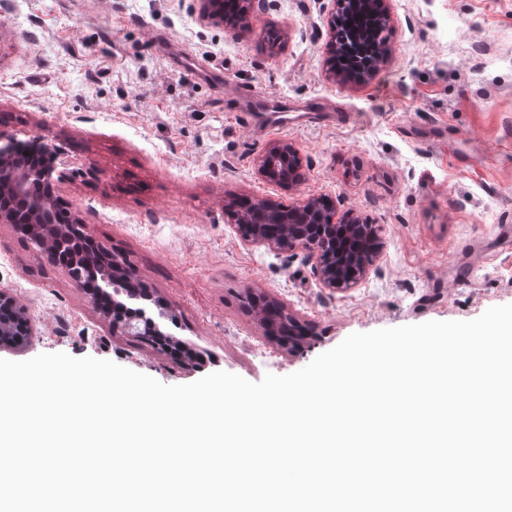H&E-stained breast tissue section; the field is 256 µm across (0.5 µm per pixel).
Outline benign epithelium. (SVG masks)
<instances>
[{
	"label": "benign epithelium",
	"mask_w": 512,
	"mask_h": 512,
	"mask_svg": "<svg viewBox=\"0 0 512 512\" xmlns=\"http://www.w3.org/2000/svg\"><path fill=\"white\" fill-rule=\"evenodd\" d=\"M201 20L212 24H227L243 31L249 28V14L255 8V0H240L243 8L238 18L224 16L223 0H199ZM334 5L348 7L367 23L337 33L336 13H331L329 27L332 32L331 46L348 59L361 65L365 77H374L390 56V48L377 47L374 60L361 61L366 45L374 40L377 23L372 16L370 0H334ZM52 157L58 153L57 145L44 137L34 136L27 141L0 132V224L20 223L15 203L28 199L29 218L22 230L30 244L42 256L53 260L65 251L70 261L65 268L70 279L82 284L88 279L96 282L95 293L90 295L92 306L112 324V333L132 336L140 341L176 347L191 355L190 345L167 331V324L176 323L171 307L154 298L139 287L135 271L118 261L107 248L99 247L98 257L90 262L83 259L82 242L89 238L87 224L75 216L70 223L59 222L58 199L55 195L61 172L54 165L42 166L22 145ZM303 165V157L291 144L269 145L257 160L258 174L279 183L290 181V167ZM255 223L238 225L242 239L251 245L269 249H300L317 259V277L324 288L344 290L357 284L369 270L382 244L381 226L364 224L351 213L344 224L336 223V214L322 199L310 198L289 209L274 203L258 200ZM14 308L12 319L0 318V348L22 350L37 335L35 321L29 310L18 304L7 290L0 289V305ZM268 307L275 309L288 330L296 327V317L281 301L271 298Z\"/></svg>",
	"instance_id": "obj_1"
}]
</instances>
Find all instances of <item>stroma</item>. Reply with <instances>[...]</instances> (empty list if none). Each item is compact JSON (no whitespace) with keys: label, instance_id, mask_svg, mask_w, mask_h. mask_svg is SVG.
Wrapping results in <instances>:
<instances>
[{"label":"stroma","instance_id":"obj_1","mask_svg":"<svg viewBox=\"0 0 512 512\" xmlns=\"http://www.w3.org/2000/svg\"><path fill=\"white\" fill-rule=\"evenodd\" d=\"M392 54L367 82L326 76L331 0H264L249 30L199 17L197 0H0V131L54 139L56 194L177 317L183 364L113 334L61 266L0 224V289L28 307L21 351L109 359L166 385L216 371L288 375L348 335L464 321L512 304V0H389ZM321 113L259 131L252 92ZM277 141L303 182L260 177ZM249 197L328 200L383 227L366 277L332 292L302 251L244 244ZM282 301L298 345L269 338L249 291Z\"/></svg>","mask_w":512,"mask_h":512}]
</instances>
